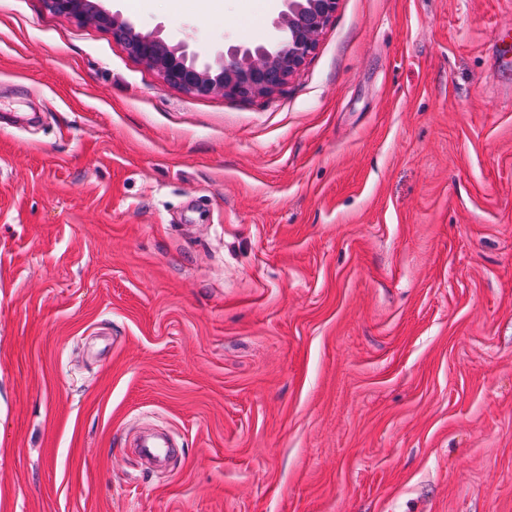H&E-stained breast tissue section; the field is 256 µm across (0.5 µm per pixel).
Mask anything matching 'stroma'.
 <instances>
[{"instance_id": "obj_1", "label": "stroma", "mask_w": 512, "mask_h": 512, "mask_svg": "<svg viewBox=\"0 0 512 512\" xmlns=\"http://www.w3.org/2000/svg\"><path fill=\"white\" fill-rule=\"evenodd\" d=\"M0 512H512V0H339L249 101L0 0Z\"/></svg>"}]
</instances>
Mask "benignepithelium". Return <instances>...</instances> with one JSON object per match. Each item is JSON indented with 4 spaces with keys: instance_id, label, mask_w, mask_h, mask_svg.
Instances as JSON below:
<instances>
[{
    "instance_id": "1",
    "label": "benign epithelium",
    "mask_w": 512,
    "mask_h": 512,
    "mask_svg": "<svg viewBox=\"0 0 512 512\" xmlns=\"http://www.w3.org/2000/svg\"><path fill=\"white\" fill-rule=\"evenodd\" d=\"M338 2L283 0L268 43L230 46L214 61L200 62L184 44L170 43L159 31H142L130 18L104 10L98 0H44L56 14L109 31L131 58L156 71L165 85L192 95L242 100L270 97L299 75Z\"/></svg>"
}]
</instances>
